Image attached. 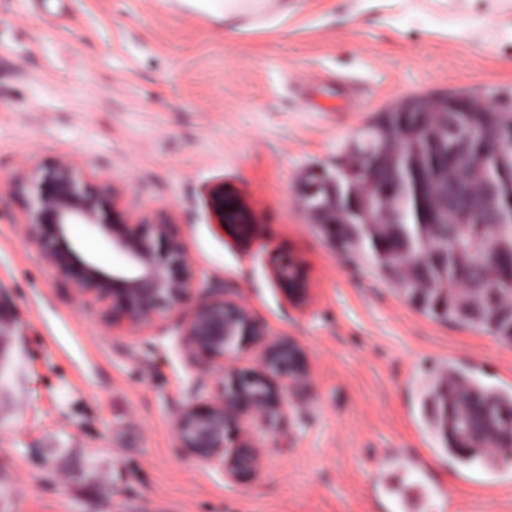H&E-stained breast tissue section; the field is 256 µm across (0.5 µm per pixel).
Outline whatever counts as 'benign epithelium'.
Instances as JSON below:
<instances>
[{"instance_id": "7a95c632", "label": "benign epithelium", "mask_w": 512, "mask_h": 512, "mask_svg": "<svg viewBox=\"0 0 512 512\" xmlns=\"http://www.w3.org/2000/svg\"><path fill=\"white\" fill-rule=\"evenodd\" d=\"M350 163L364 192L390 197L378 184L374 165L357 155ZM7 188L25 199L29 241L74 299L100 310L106 331L136 335L166 315H179L188 354L217 363L224 374L215 390L180 410L179 449L218 466L229 483L258 480L264 452L251 423L282 420L283 386L309 380L304 346L292 336L270 334L234 289L197 292L195 270L172 216L133 215L125 206V188L85 173L72 158L46 166L22 163ZM208 203L213 223L233 226L243 243L252 239L254 222L242 198L220 183L210 188ZM70 224L98 229L127 266L110 273L82 257L68 238ZM273 275L290 305L304 309L311 303L300 258L281 259ZM253 348L260 349V360L244 369L240 354Z\"/></svg>"}]
</instances>
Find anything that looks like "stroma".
I'll use <instances>...</instances> for the list:
<instances>
[{"mask_svg":"<svg viewBox=\"0 0 512 512\" xmlns=\"http://www.w3.org/2000/svg\"><path fill=\"white\" fill-rule=\"evenodd\" d=\"M279 17L223 19L188 0H0V512H512V453L495 469L446 454L422 420V382L451 363L512 388V343L424 315L362 259L340 257L299 199L307 174L348 159L376 115L413 93L512 95V0H300ZM67 156L126 187L136 214L182 226L199 290L226 286L271 333L306 348L284 390L289 427L257 424L259 480L231 484L183 455L175 419L218 368L189 356L172 315L101 333L29 243L18 163ZM223 184L256 223L249 246L213 224ZM104 270L123 256L69 227ZM305 263L292 307L273 260ZM416 455L428 468L406 474Z\"/></svg>","mask_w":512,"mask_h":512,"instance_id":"stroma-1","label":"stroma"}]
</instances>
